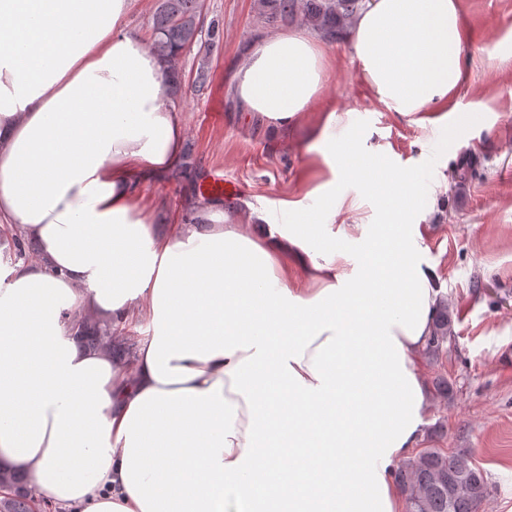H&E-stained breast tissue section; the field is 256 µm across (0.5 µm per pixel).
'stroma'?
Masks as SVG:
<instances>
[{"mask_svg":"<svg viewBox=\"0 0 512 512\" xmlns=\"http://www.w3.org/2000/svg\"><path fill=\"white\" fill-rule=\"evenodd\" d=\"M201 22L219 20L223 37L208 58L210 80L192 88L200 56L190 49L178 68L182 89L170 101L189 130L190 168L143 186L184 213L197 199L202 177L222 166L240 199L278 208L303 198L324 179L307 150V124L273 138L267 125L240 110L225 82L244 45L258 32L280 28L319 36L303 16L265 23L259 0H201ZM467 26L466 79L448 103L447 116L419 125L380 103L362 81L342 21L325 46L334 59L324 95L347 113L365 146H384L395 169H414L432 188L431 212L416 228L423 260L438 277L452 335L438 356L421 355L427 382L447 378L451 397L429 391L422 448L464 452L483 469L491 491L480 512H512V0H459Z\"/></svg>","mask_w":512,"mask_h":512,"instance_id":"35a3bbf8","label":"stroma"}]
</instances>
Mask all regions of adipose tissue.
Wrapping results in <instances>:
<instances>
[{
    "label": "adipose tissue",
    "mask_w": 512,
    "mask_h": 512,
    "mask_svg": "<svg viewBox=\"0 0 512 512\" xmlns=\"http://www.w3.org/2000/svg\"><path fill=\"white\" fill-rule=\"evenodd\" d=\"M135 2L0 0V224L38 251L0 289V466L70 512H405L391 471L419 439L439 302L420 182L322 103L319 40L263 33L226 93L283 138L317 111L328 180L284 202L288 224L202 199L157 233L166 204L142 186L178 168L188 130ZM466 38L458 0H365L349 33L403 117L460 87ZM349 178L366 196L337 199ZM84 316L151 333L121 370L74 339Z\"/></svg>",
    "instance_id": "1"
}]
</instances>
